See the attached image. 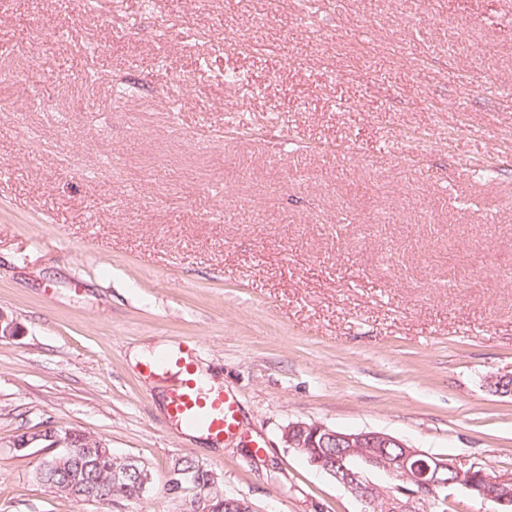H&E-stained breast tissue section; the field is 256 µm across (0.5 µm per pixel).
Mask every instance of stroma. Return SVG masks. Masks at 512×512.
Segmentation results:
<instances>
[{"label": "stroma", "instance_id": "35a3bbf8", "mask_svg": "<svg viewBox=\"0 0 512 512\" xmlns=\"http://www.w3.org/2000/svg\"><path fill=\"white\" fill-rule=\"evenodd\" d=\"M143 2L0 0V512H172L182 456L256 512H361L297 421L512 482V0ZM161 346L239 435L174 433L130 362ZM48 419L157 491L55 494L11 446Z\"/></svg>", "mask_w": 512, "mask_h": 512}]
</instances>
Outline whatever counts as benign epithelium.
I'll list each match as a JSON object with an SVG mask.
<instances>
[{
	"label": "benign epithelium",
	"mask_w": 512,
	"mask_h": 512,
	"mask_svg": "<svg viewBox=\"0 0 512 512\" xmlns=\"http://www.w3.org/2000/svg\"><path fill=\"white\" fill-rule=\"evenodd\" d=\"M80 432L72 429L45 427L34 432H24L16 437L13 447L23 450L33 445L62 449L75 455L80 447ZM283 440L290 448H338L339 454L331 458L322 452L312 454L311 464L317 470L334 478L364 509L375 508L384 502L386 512H422L442 487L453 486L464 490L475 499L491 505V512H512V483L498 480L478 466L460 467L444 455L429 454L389 433L379 431H346L319 424L293 422L283 430ZM397 448L394 457L386 449ZM384 470L392 484L383 488L372 482L368 473ZM136 477L141 487L151 482L147 471L132 464L127 470L110 473V481L123 483ZM193 483L190 472L169 474L168 496L177 505L176 512H255L246 498L224 496L223 502L214 504L209 497L188 496V486ZM70 487L76 495L93 500L94 491L83 477L82 470L70 476Z\"/></svg>",
	"instance_id": "7a95c632"
}]
</instances>
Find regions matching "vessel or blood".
Here are the masks:
<instances>
[{"label": "vessel or blood", "mask_w": 512, "mask_h": 512, "mask_svg": "<svg viewBox=\"0 0 512 512\" xmlns=\"http://www.w3.org/2000/svg\"><path fill=\"white\" fill-rule=\"evenodd\" d=\"M172 364L175 373L166 395V410L175 428L215 441L235 436L239 420L234 398L195 378L188 358H174Z\"/></svg>", "instance_id": "1"}]
</instances>
